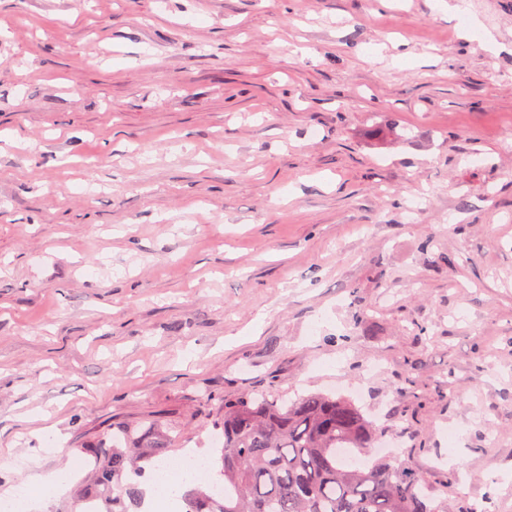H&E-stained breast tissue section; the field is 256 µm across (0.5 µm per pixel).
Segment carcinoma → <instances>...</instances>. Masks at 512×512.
<instances>
[{"label": "carcinoma", "mask_w": 512, "mask_h": 512, "mask_svg": "<svg viewBox=\"0 0 512 512\" xmlns=\"http://www.w3.org/2000/svg\"><path fill=\"white\" fill-rule=\"evenodd\" d=\"M380 439L351 400L320 392L294 400L242 393L224 400L220 448L224 492L193 487L185 512H448L423 491L422 477L394 456L371 454ZM175 447L156 424L118 428L112 443L86 449L91 485L106 512H137L142 473Z\"/></svg>", "instance_id": "cac0c4a2"}]
</instances>
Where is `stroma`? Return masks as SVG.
Segmentation results:
<instances>
[{
    "instance_id": "35a3bbf8",
    "label": "stroma",
    "mask_w": 512,
    "mask_h": 512,
    "mask_svg": "<svg viewBox=\"0 0 512 512\" xmlns=\"http://www.w3.org/2000/svg\"><path fill=\"white\" fill-rule=\"evenodd\" d=\"M461 12L0 0V495L79 512L113 424L215 461L226 398L321 392L512 512V0ZM64 482L65 478L62 475L44 477L42 475L35 474L30 476V480H28V482L6 491L4 497L7 500L24 499L30 483L46 484L56 491H61L64 489Z\"/></svg>"
}]
</instances>
